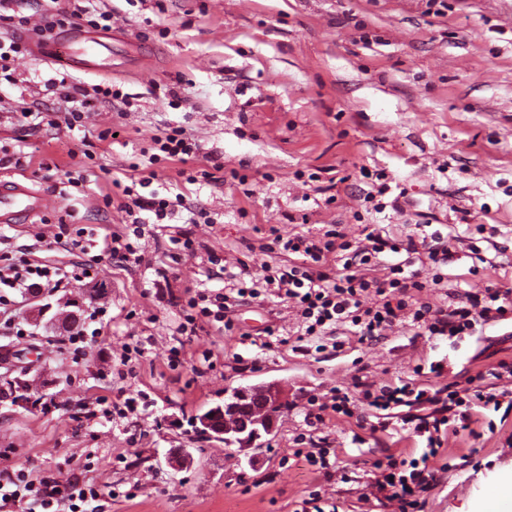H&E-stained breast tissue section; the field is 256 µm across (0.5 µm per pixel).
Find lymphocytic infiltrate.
Returning <instances> with one entry per match:
<instances>
[{
    "instance_id": "f902f5d3",
    "label": "lymphocytic infiltrate",
    "mask_w": 512,
    "mask_h": 512,
    "mask_svg": "<svg viewBox=\"0 0 512 512\" xmlns=\"http://www.w3.org/2000/svg\"><path fill=\"white\" fill-rule=\"evenodd\" d=\"M16 5L17 0H0V21L18 31L33 29L42 45L51 42L56 28L71 20H88L94 28L112 20L111 11L86 6L84 0H45L44 20L35 26L28 16L19 14ZM48 87L66 104V121L72 127L82 123L87 112L120 97L111 86L76 82L63 69L57 70ZM154 143L170 162L192 167L204 157L201 144L179 128L155 137ZM121 191L117 208L127 216L146 211L163 220L184 211L188 223L197 221V210L187 206L183 194L170 197L153 192L145 196L127 184ZM263 249L286 255L287 264L260 281L252 278L247 265H240L234 275L236 286L226 293L203 283L185 289V321L180 333L196 331L198 324L204 323L233 334L234 308L264 294L295 304L298 322L294 349L302 354L310 351L309 337L324 336L342 326L357 343L367 344L406 322L431 336H461L472 333L478 325L512 318V292L507 290L467 291L456 295L451 304L440 306L425 300V287H440L445 280L443 270L455 257L451 241L438 232L421 229L397 240L383 228L371 227L363 238L355 240L336 224L318 235L277 229ZM388 252L399 255V262L384 263L382 257ZM417 262L433 270L431 282L421 281L419 271L413 268ZM95 265L92 258L57 266L0 253V307L8 305L11 290L60 289L85 282ZM491 376L489 384L460 387L451 383L437 390L408 378L384 384L360 381L352 392L338 388L326 399L310 396L305 418L311 424L348 423L363 405L388 413L401 407H430V414L419 418L413 429L425 444L420 457L408 460L390 453L373 463L372 495L376 500L395 504L396 512H424L436 484L434 462L448 434L468 429L476 410L512 407V398L495 388L496 381L512 378V361H500ZM103 488L100 479L84 471H71L57 479L6 466L0 468V512L19 502L27 503L29 512H93L91 504L99 499Z\"/></svg>"
}]
</instances>
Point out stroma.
<instances>
[{"instance_id": "1", "label": "stroma", "mask_w": 512, "mask_h": 512, "mask_svg": "<svg viewBox=\"0 0 512 512\" xmlns=\"http://www.w3.org/2000/svg\"><path fill=\"white\" fill-rule=\"evenodd\" d=\"M112 11V27L141 39L150 55L139 66L96 78L126 95L124 111L92 112L68 128L62 106L44 84L56 65L26 56L11 80L0 81V145L18 161L5 176L28 183L44 199L36 215L0 227V249L32 250L65 266L76 253L55 247L58 224L85 228L89 239L120 230L140 245V265L111 257L93 283L42 289L38 301L16 297L9 313L26 330L0 335V375L25 380L31 403L17 406L0 382V460L52 476L91 463L107 482L100 512H296L309 491H320L338 512H393L392 504L363 502L370 493L373 449L419 447L400 408L386 431L371 432L375 413L359 423L308 426L309 395L419 377L436 389L512 361V321L470 335L421 336L393 328L378 342L347 345L313 358L292 352L294 311L268 296L237 307V334L213 330L180 337L179 297L207 280L228 289L239 263L252 272L277 265L261 252L271 228L290 229L307 215L306 231L342 225L359 237L380 224L405 238L416 225L456 238L459 258L449 264L446 292L512 289V0H95ZM179 102H172V94ZM45 122L36 125L34 113ZM180 126L202 145L199 169L209 179L187 183L177 164L150 163L153 139ZM107 141H98L102 130ZM93 159H85V150ZM86 183L72 187L69 174ZM138 172L159 193H184L208 221L192 225L226 261V275L206 279L196 258L172 261L169 239L187 228L126 224L105 206L111 181ZM382 173L397 208L376 213L360 195L368 175ZM92 306L106 310L101 335L87 354L64 343L73 317ZM250 341H242L241 333ZM271 348L261 349L268 337ZM184 340L186 362L169 368L167 355ZM142 343L134 374L119 377L121 348ZM212 363H204L205 352ZM443 366L441 375L428 371ZM423 374H415V367ZM279 382L290 407L265 437L256 465L233 449L204 440L189 420L217 403L224 390ZM105 396L138 401L133 418L88 425L74 417L77 403ZM327 438L336 450L329 476L312 470L305 453ZM302 446L303 456L293 454ZM188 451L180 469L165 463L171 449ZM450 463L426 512H472L512 470V415L474 414L469 430L449 435ZM135 497H128V490Z\"/></svg>"}]
</instances>
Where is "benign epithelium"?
Returning <instances> with one entry per match:
<instances>
[{
    "mask_svg": "<svg viewBox=\"0 0 512 512\" xmlns=\"http://www.w3.org/2000/svg\"><path fill=\"white\" fill-rule=\"evenodd\" d=\"M283 398L279 386L258 385L244 393L241 400L224 405L221 417L210 421V425L227 446L236 447V453L252 464L256 460L257 442L267 424L269 407L281 403Z\"/></svg>",
    "mask_w": 512,
    "mask_h": 512,
    "instance_id": "7a95c632",
    "label": "benign epithelium"
}]
</instances>
